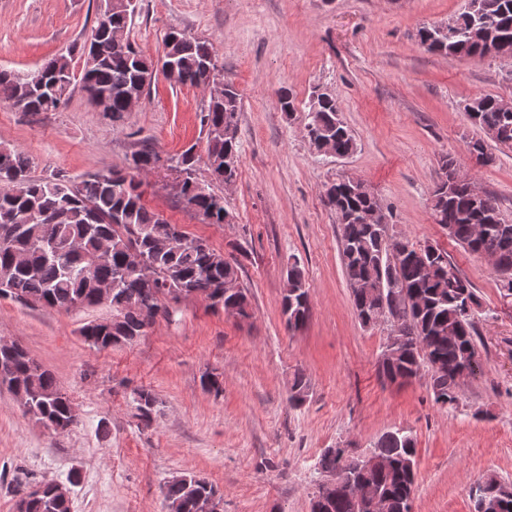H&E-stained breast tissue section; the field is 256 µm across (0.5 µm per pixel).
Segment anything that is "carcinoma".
I'll list each match as a JSON object with an SVG mask.
<instances>
[{"instance_id": "cac0c4a2", "label": "carcinoma", "mask_w": 512, "mask_h": 512, "mask_svg": "<svg viewBox=\"0 0 512 512\" xmlns=\"http://www.w3.org/2000/svg\"><path fill=\"white\" fill-rule=\"evenodd\" d=\"M475 10L464 8L448 18L449 30L440 24L417 31L418 45L426 52L474 59L512 57V0H476ZM131 0H105L96 18L98 38L81 49L84 67L76 76L71 57L61 54L29 73L0 70V89L22 112H55L81 84L88 99L111 96L112 120L127 112L126 96L145 94L150 83L145 75L155 63L137 51L128 38L132 19ZM162 58L179 66L184 84L199 86L211 80L213 92L204 107L202 126L206 135V165L213 179L224 182V156H239L238 136L224 130L238 127L241 94L234 83L222 78L209 45L184 32L171 31L164 39ZM307 128L340 156L352 154L356 138L339 118L336 98L323 93L309 102ZM470 122L493 142L512 146V112H506L493 96L475 99L467 112ZM201 156L190 146L168 158L184 174L183 194L187 207L222 224L227 212L224 196L202 186L196 177ZM160 155L150 147L132 154L129 170L109 169L81 180L30 177L31 159L17 150L0 147V297L70 310L101 304L99 289L111 285L112 318L92 320L80 328L84 341L99 350L130 342L141 335L142 318L134 306L159 304L169 295L197 293L211 300L215 310L249 306L240 290L226 293L224 282L238 277L237 268L212 246L195 247L187 232L147 208L137 177L154 171ZM339 224L345 276L360 321L379 306L403 326L399 335L402 353L380 371L383 376L411 378L430 359L441 365L433 370L430 387L436 403L454 405L452 364L478 359L474 321L478 296L461 276L448 253L427 243L414 246L401 241L393 255L381 250L390 236L389 224H367L363 214L379 206L375 195L354 191L337 178L325 190ZM431 216L436 224H452L451 239L477 256L490 255L500 275V288L512 293V219L505 216L492 195L475 202L467 185L439 182L433 191ZM385 289L379 300V288ZM288 326L302 325L310 314V298L303 272L290 265L282 298ZM0 376L15 397L26 402L24 413L48 429L68 431L76 413L53 374L17 346L0 352ZM139 416L148 420L156 397L148 389L136 392ZM387 466L372 468L360 480L384 495L386 512H405L416 480V440L399 430L382 434L373 445ZM485 491L500 501L499 512H512V483L494 474L480 480ZM217 491L210 482L186 475L166 487L172 512H199L200 500ZM26 512H70L58 499L52 482L44 481L28 494ZM323 512H352L348 486L340 485L327 495Z\"/></svg>"}]
</instances>
